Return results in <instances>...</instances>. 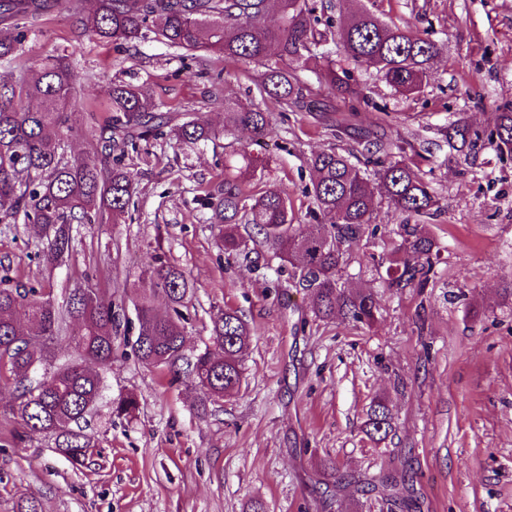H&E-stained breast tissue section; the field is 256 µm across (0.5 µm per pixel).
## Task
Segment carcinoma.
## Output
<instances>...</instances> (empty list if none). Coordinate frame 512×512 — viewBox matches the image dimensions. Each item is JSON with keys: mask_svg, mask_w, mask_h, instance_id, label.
Masks as SVG:
<instances>
[{"mask_svg": "<svg viewBox=\"0 0 512 512\" xmlns=\"http://www.w3.org/2000/svg\"><path fill=\"white\" fill-rule=\"evenodd\" d=\"M63 7L81 34L103 40L135 41L154 34L168 46L187 52L209 51L226 60L263 68L259 93L277 99L292 112H334L336 108L316 97L303 72L313 68L318 83L342 100L357 98L347 71L320 50L327 35L339 39L346 59L365 69H375L395 91L415 94L427 83L440 47L408 25L389 23L365 7L351 12L336 30H317L316 9L328 11L333 3L317 0H97V8L84 14L81 0H0V63L16 58L25 32L51 10ZM278 16L270 27V11ZM74 73L67 58L48 57L41 66L14 81L0 80V224L18 219L35 225L46 239L43 266L53 272L73 252L77 227L118 223L129 209L134 188L131 175L117 163L115 152L146 141L164 127L177 141L195 147L215 134L197 119L182 120L158 112L150 94L130 84L112 87L109 116L98 133H86L92 154L67 155L65 142L83 133L66 111ZM36 98L39 106L27 102ZM224 135L239 129L268 133L267 113L235 101H224ZM478 132L466 125L448 126V142L458 151L476 148ZM487 144L512 149V107L495 113ZM313 172L308 191L310 217L322 214L328 224H295L287 191L272 184L261 194L246 196L237 179L254 174L256 164L248 149L224 156V193L207 202L209 224L229 254L245 250L239 230L251 224L273 257L291 265L294 287L315 297L319 319L351 320L372 325L379 313L376 293L342 281L346 245L372 223L376 199L405 219L433 216L438 198L423 173L406 160L380 162L369 175L350 156L334 149L311 156ZM395 259L386 269L389 290L424 288L434 274L431 257L436 241L402 225ZM148 288L136 304L137 334L133 344L141 362L188 383L200 391L196 409L239 389L251 329L238 311L226 309L212 318L211 344L187 354L188 304L193 287L185 272L156 253L143 270ZM163 296L168 309L160 313L154 298ZM82 324L78 336L64 335L68 322ZM117 328L112 294L93 289L66 295L57 303L41 290L23 285L0 286V387L17 393V402L1 408L16 420L21 433H45L55 449L75 465L91 455V441L83 424L101 396L103 377L95 367L112 366L114 329ZM65 345L76 357L60 362L55 347ZM136 397L113 401V412L133 416ZM394 430V417L381 400L367 411L365 434L380 442ZM326 489L339 491L355 482L378 491L401 509L412 510L413 477L383 472L370 479L346 475L329 460L324 465Z\"/></svg>", "mask_w": 512, "mask_h": 512, "instance_id": "cac0c4a2", "label": "carcinoma"}]
</instances>
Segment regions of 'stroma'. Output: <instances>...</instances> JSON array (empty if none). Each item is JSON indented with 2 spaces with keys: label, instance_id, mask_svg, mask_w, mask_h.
<instances>
[{
  "label": "stroma",
  "instance_id": "35a3bbf8",
  "mask_svg": "<svg viewBox=\"0 0 512 512\" xmlns=\"http://www.w3.org/2000/svg\"><path fill=\"white\" fill-rule=\"evenodd\" d=\"M365 5L387 22L409 23L438 41L427 84L405 96L375 70L345 68L365 87L356 129L292 112L254 92L257 67L147 38L101 41L80 35L67 11L47 14L0 78L64 56L75 74L68 110L86 128L101 125L113 84L143 87L160 110L192 113L216 137L191 149L164 136L126 150L122 164L137 192L125 223L80 228L68 266L46 274L41 240L23 223L0 224V279L10 284L112 294L128 319L154 250L195 284L187 350L204 349L211 319L232 308L253 329L243 383L198 413L199 393L138 361L134 335L115 339L104 390L85 429L92 458L73 466L54 440L16 441V424L0 417V512H18L27 496L43 512H399L377 494L348 487L322 497L317 484L333 458L351 474L397 471L415 478L420 512H512V152L484 145L448 146V123L484 131L497 108L512 106V0H338L346 13ZM251 99L273 131L254 140L224 134L225 100ZM382 132L413 168L425 173L440 202L419 230L440 255L423 289L386 290L385 269L401 241L400 216L377 203L373 224L350 244L344 280L377 291L373 326L315 317L314 297L293 288L289 267L260 247L227 256L206 221L208 194L224 187L228 146H250L258 159L250 193L270 183L286 189L296 223H308L312 154L340 147L365 166L359 137ZM131 394L134 417L111 402ZM384 399L395 429L381 442L362 427L373 399Z\"/></svg>",
  "mask_w": 512,
  "mask_h": 512
}]
</instances>
